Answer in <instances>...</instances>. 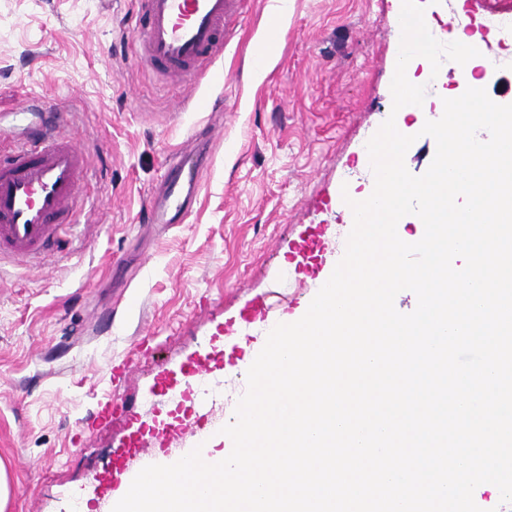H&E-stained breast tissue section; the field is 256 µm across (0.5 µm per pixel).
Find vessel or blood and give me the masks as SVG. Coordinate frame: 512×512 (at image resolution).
Wrapping results in <instances>:
<instances>
[{
    "mask_svg": "<svg viewBox=\"0 0 512 512\" xmlns=\"http://www.w3.org/2000/svg\"><path fill=\"white\" fill-rule=\"evenodd\" d=\"M142 26L135 54L154 73L195 90L224 53L237 23L238 0H137ZM205 154L174 153L162 191L143 221L182 220L197 196ZM86 153L73 141L42 128L36 139L18 138L0 162V256L30 263L59 245L72 223Z\"/></svg>",
    "mask_w": 512,
    "mask_h": 512,
    "instance_id": "obj_1",
    "label": "vessel or blood"
}]
</instances>
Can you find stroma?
<instances>
[{"label": "stroma", "instance_id": "stroma-1", "mask_svg": "<svg viewBox=\"0 0 512 512\" xmlns=\"http://www.w3.org/2000/svg\"><path fill=\"white\" fill-rule=\"evenodd\" d=\"M270 2L243 0L199 91L224 109L203 112L135 58V0H0V125L23 123L22 106L39 96L57 135L84 146L87 168L60 247L28 264L0 259L5 512H101L115 455L130 472L143 462L124 452L133 430L150 443L173 424L161 444L170 455L231 422L266 339L225 335V322L259 297L266 328L299 315L343 257L342 194L374 184L366 144L391 113L402 0H291L257 77ZM403 123L415 138L406 167L419 176L436 143L415 115ZM206 126L220 142L195 210L168 227L141 223L167 151L191 150ZM312 229L336 243L308 278L290 255ZM206 355L218 393L186 392L185 370ZM105 364L113 378L91 376ZM106 394L128 412L98 419Z\"/></svg>", "mask_w": 512, "mask_h": 512}]
</instances>
